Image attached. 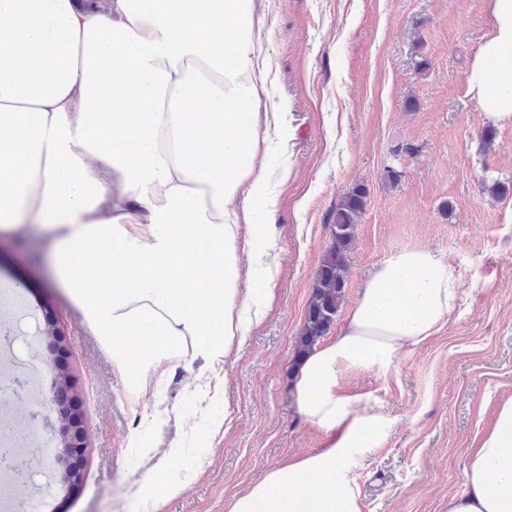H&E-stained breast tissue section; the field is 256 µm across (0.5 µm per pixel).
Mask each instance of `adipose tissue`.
Segmentation results:
<instances>
[{"label":"adipose tissue","instance_id":"adipose-tissue-1","mask_svg":"<svg viewBox=\"0 0 512 512\" xmlns=\"http://www.w3.org/2000/svg\"><path fill=\"white\" fill-rule=\"evenodd\" d=\"M466 74L487 121L512 124V0ZM254 0H0V231L48 236L52 283L112 348L128 391L170 361L223 365L258 318L242 265L265 190ZM111 201L109 213L100 206ZM460 296L425 249L375 266L335 339L294 373L296 402L328 448L271 469L228 512H361L359 469L389 422L341 392V367L389 369L439 332ZM448 512H512V404L464 467Z\"/></svg>","mask_w":512,"mask_h":512}]
</instances>
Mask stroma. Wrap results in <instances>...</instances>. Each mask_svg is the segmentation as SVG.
<instances>
[{"mask_svg":"<svg viewBox=\"0 0 512 512\" xmlns=\"http://www.w3.org/2000/svg\"><path fill=\"white\" fill-rule=\"evenodd\" d=\"M256 2L273 78L261 109L282 108L287 129L261 148L266 190L241 229L253 243L244 266L274 281L268 310L223 366L166 364L130 397L111 352L50 286L38 229L0 234V285H22L21 304L62 334L87 444L74 485L17 456L39 494L7 483L16 512H228L277 464L323 450L328 436L297 408L293 355L332 217L358 185L368 197L329 337L374 267L402 250L431 251L463 289L442 330L390 370L340 375L391 422L362 461L361 512H448L512 403V125L490 127L466 84L491 0Z\"/></svg>","mask_w":512,"mask_h":512,"instance_id":"1","label":"stroma"}]
</instances>
